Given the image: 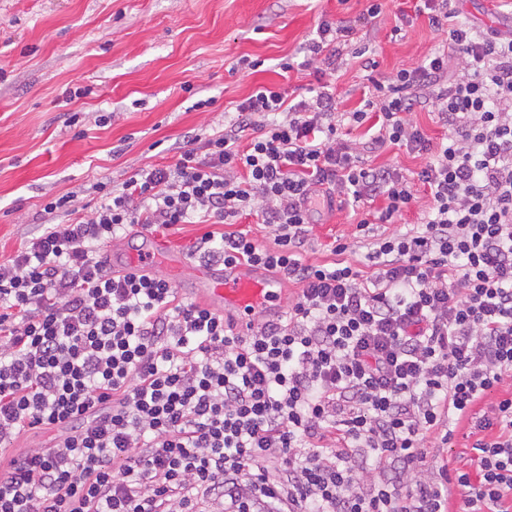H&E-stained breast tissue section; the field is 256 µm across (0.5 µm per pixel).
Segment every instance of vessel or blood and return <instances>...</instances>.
<instances>
[{
    "instance_id": "obj_1",
    "label": "vessel or blood",
    "mask_w": 512,
    "mask_h": 512,
    "mask_svg": "<svg viewBox=\"0 0 512 512\" xmlns=\"http://www.w3.org/2000/svg\"><path fill=\"white\" fill-rule=\"evenodd\" d=\"M150 258L166 263L175 274L187 264L183 256L155 247L145 257L136 253L128 255L117 264L116 270L122 274L136 272ZM280 293L277 281L251 274L241 266L209 265L195 270V300L227 315L242 317L266 312Z\"/></svg>"
}]
</instances>
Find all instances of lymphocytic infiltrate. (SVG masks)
<instances>
[{
    "label": "lymphocytic infiltrate",
    "mask_w": 512,
    "mask_h": 512,
    "mask_svg": "<svg viewBox=\"0 0 512 512\" xmlns=\"http://www.w3.org/2000/svg\"><path fill=\"white\" fill-rule=\"evenodd\" d=\"M415 0L435 45L349 112L264 87L224 129L168 165L62 213L0 263V512H512V30ZM352 21L321 20L295 69H336ZM432 106L433 143L411 119ZM422 156L413 176L367 164L385 145ZM429 193L422 222L371 236L356 224L329 263L306 258L320 208L383 198L388 222ZM259 212L269 245L233 230ZM207 224L192 259L296 284L287 310L239 332L233 317L154 273L113 274L102 249L132 227ZM363 258H355L357 246ZM467 424L462 465H430ZM47 433L36 448L15 442Z\"/></svg>",
    "instance_id": "1"
}]
</instances>
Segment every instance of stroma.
<instances>
[{
	"label": "stroma",
	"mask_w": 512,
	"mask_h": 512,
	"mask_svg": "<svg viewBox=\"0 0 512 512\" xmlns=\"http://www.w3.org/2000/svg\"><path fill=\"white\" fill-rule=\"evenodd\" d=\"M365 0H0V262L44 222L52 198L121 183L172 162L191 133L222 128L259 86L304 92L314 77L283 73L320 18L355 19ZM476 24L508 29L512 0H459ZM396 0L361 33L374 72L344 51L330 82L338 112L353 110L370 79L385 80L427 56L426 17ZM410 19H403V12ZM400 37H393L394 28ZM256 70L237 69L241 57ZM91 92L75 96V88ZM211 99L207 110L196 101ZM308 257L334 261L353 240L351 209L313 213Z\"/></svg>",
	"instance_id": "stroma-1"
}]
</instances>
